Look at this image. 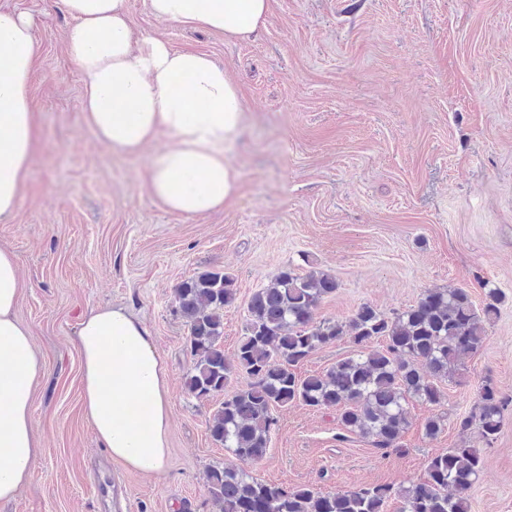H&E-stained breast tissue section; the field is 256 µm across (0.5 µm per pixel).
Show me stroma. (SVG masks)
Instances as JSON below:
<instances>
[{
	"label": "stroma",
	"mask_w": 512,
	"mask_h": 512,
	"mask_svg": "<svg viewBox=\"0 0 512 512\" xmlns=\"http://www.w3.org/2000/svg\"><path fill=\"white\" fill-rule=\"evenodd\" d=\"M126 0L135 36H164L222 64L241 90L240 172L223 210L182 216L153 200L146 154L112 151L82 109L83 76L66 56L62 0H0L29 13L38 68L30 96L42 129L18 212L0 248L22 282L17 320L44 366L33 387L39 452L29 481L0 512H217L207 473L239 466L208 431L221 399L184 385L193 367L175 289L197 273L231 275L222 344L234 357L247 303L284 268L324 271L338 288L317 319L347 321L365 303L390 313L425 290L483 282L504 299L482 347L443 385L440 407L409 405L411 425L381 450L347 432L336 410L292 404L255 477L325 493L400 488L428 458L459 444L481 380L512 398V0H270L244 40L156 20ZM124 309L147 327L167 367L171 409L164 475L113 462L81 404L75 342L89 310ZM444 428L427 438L424 419ZM470 491V512H512V407Z\"/></svg>",
	"instance_id": "1"
}]
</instances>
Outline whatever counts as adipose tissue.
<instances>
[{"mask_svg":"<svg viewBox=\"0 0 512 512\" xmlns=\"http://www.w3.org/2000/svg\"><path fill=\"white\" fill-rule=\"evenodd\" d=\"M74 20L66 54L84 77L83 110L95 137L141 153L159 136L147 167L149 195L170 212L205 215L235 196L239 173L228 151L239 139L244 100L223 66L163 38H134L125 0H63ZM158 20L188 24L236 40L266 20L269 0H148ZM33 21L0 9V218L14 215L39 145L29 96L35 66ZM20 289L15 255L0 249V501L13 499L38 454L33 385L42 369L28 328L14 316ZM81 402L113 461L148 475L166 468L170 407L167 373L148 329L123 310L101 307L82 320ZM145 414L130 427L132 405Z\"/></svg>","mask_w":512,"mask_h":512,"instance_id":"1","label":"adipose tissue"}]
</instances>
